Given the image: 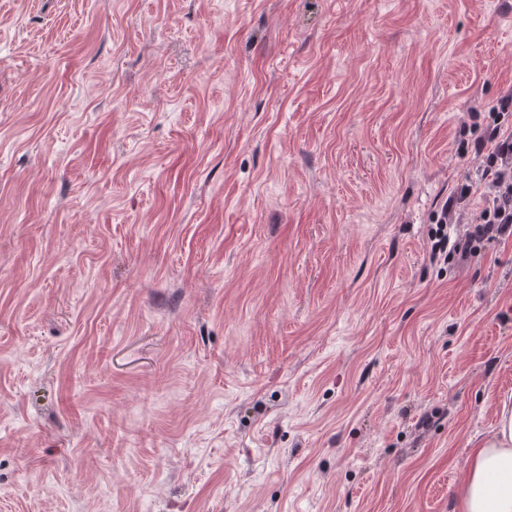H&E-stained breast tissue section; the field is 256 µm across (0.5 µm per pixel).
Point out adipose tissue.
Here are the masks:
<instances>
[{"instance_id":"ef3b65f1","label":"adipose tissue","mask_w":512,"mask_h":512,"mask_svg":"<svg viewBox=\"0 0 512 512\" xmlns=\"http://www.w3.org/2000/svg\"><path fill=\"white\" fill-rule=\"evenodd\" d=\"M455 512H512V394L500 400L494 430L464 465Z\"/></svg>"}]
</instances>
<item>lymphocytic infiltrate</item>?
<instances>
[{"instance_id": "lymphocytic-infiltrate-1", "label": "lymphocytic infiltrate", "mask_w": 512, "mask_h": 512, "mask_svg": "<svg viewBox=\"0 0 512 512\" xmlns=\"http://www.w3.org/2000/svg\"><path fill=\"white\" fill-rule=\"evenodd\" d=\"M473 149L482 155L483 163L475 180L461 184L436 215L431 260L452 256L464 261L477 253L480 243L512 236V125L494 124L474 142ZM476 193L482 198V208L462 233L449 237L454 215L465 211Z\"/></svg>"}]
</instances>
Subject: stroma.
Listing matches in <instances>:
<instances>
[{
	"label": "stroma",
	"instance_id": "1",
	"mask_svg": "<svg viewBox=\"0 0 512 512\" xmlns=\"http://www.w3.org/2000/svg\"><path fill=\"white\" fill-rule=\"evenodd\" d=\"M512 0H0V512H453L512 238L428 255Z\"/></svg>",
	"mask_w": 512,
	"mask_h": 512
}]
</instances>
